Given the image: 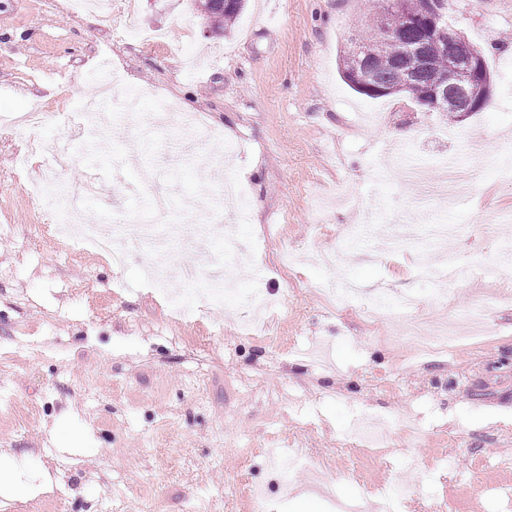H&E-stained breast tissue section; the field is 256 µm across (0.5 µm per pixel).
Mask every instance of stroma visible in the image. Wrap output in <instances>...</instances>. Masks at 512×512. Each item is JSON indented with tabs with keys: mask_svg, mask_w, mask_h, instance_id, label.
<instances>
[{
	"mask_svg": "<svg viewBox=\"0 0 512 512\" xmlns=\"http://www.w3.org/2000/svg\"><path fill=\"white\" fill-rule=\"evenodd\" d=\"M366 10L367 0H247L233 29L215 34L188 0H136L138 24L169 33L158 50L114 37L109 16L73 13L65 0H0V115L43 114L36 127L0 129V469L53 480L50 491L13 496L14 512H42L46 501L54 512H251L245 485L266 479L265 448L303 449L334 491L310 490L306 469L294 468L287 488L271 490L268 512H342L403 484L412 492L399 512H429L452 488L466 491L468 512L500 507L484 489L512 481V307L489 310L472 348L417 363L395 342L402 322L374 321L366 305L415 290L427 335L477 288L454 285L443 307L435 280L417 273L408 234L426 231L429 211L385 162L408 130L424 132L421 153L452 150L477 169L472 197L445 209L459 229L450 250L459 265L482 267L485 281L498 275L483 229L512 212V182L484 153L512 136V0H448L454 29L488 56L494 84L488 105L454 126V140L442 134L447 117L407 95L370 99L343 81L339 58L350 37L367 35ZM109 69L123 81L102 96ZM91 101L98 122L73 143L62 173L84 222L183 228L195 217L144 209L154 184L176 201L222 194L234 237L265 241L249 267L265 273L272 297L263 318L280 343L248 328L251 274L237 276L236 303L187 321L171 304L180 283L158 291L148 251L117 268L54 238V206L23 186L50 162L38 144L69 138L73 110ZM169 105L200 115V145L215 147V129L240 144L218 180L201 181L181 161L171 132L154 134L145 156L133 126L101 137L129 108ZM92 169L102 178L87 193ZM340 183L355 206L333 200ZM242 185L244 210L234 202ZM319 221L327 233L315 238ZM344 226L364 227L365 242L332 273L364 296L336 310L310 286L332 274L317 253L335 248ZM315 341L333 349L319 366L298 352ZM361 412L393 422L389 446L368 459L340 441ZM74 432L86 444L63 452ZM476 455L486 462L479 471Z\"/></svg>",
	"mask_w": 512,
	"mask_h": 512,
	"instance_id": "stroma-1",
	"label": "stroma"
}]
</instances>
